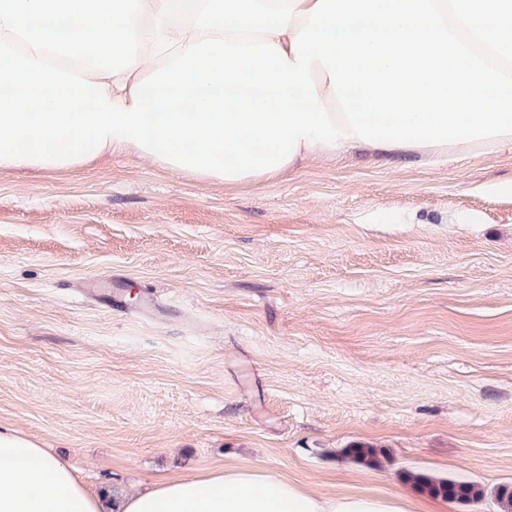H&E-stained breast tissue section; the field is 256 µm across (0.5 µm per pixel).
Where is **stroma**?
Instances as JSON below:
<instances>
[{
    "label": "stroma",
    "mask_w": 512,
    "mask_h": 512,
    "mask_svg": "<svg viewBox=\"0 0 512 512\" xmlns=\"http://www.w3.org/2000/svg\"><path fill=\"white\" fill-rule=\"evenodd\" d=\"M114 275L120 308L85 296ZM0 428L107 497L236 466L416 499L415 472L483 488L442 512H503L512 148L242 185L130 152L0 169Z\"/></svg>",
    "instance_id": "35a3bbf8"
}]
</instances>
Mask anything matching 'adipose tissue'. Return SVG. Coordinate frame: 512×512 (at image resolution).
Segmentation results:
<instances>
[{
	"instance_id": "1",
	"label": "adipose tissue",
	"mask_w": 512,
	"mask_h": 512,
	"mask_svg": "<svg viewBox=\"0 0 512 512\" xmlns=\"http://www.w3.org/2000/svg\"><path fill=\"white\" fill-rule=\"evenodd\" d=\"M143 33L136 64L114 77L84 70L82 77L106 84L116 106L133 105L131 88L165 62L170 51L199 43L194 20L184 29L166 25L160 9L165 0H139ZM398 495L344 493L323 496L262 469L227 467L202 471L190 479H171L151 490L126 496L119 512H409ZM90 494L64 460L13 431L0 430V512H100Z\"/></svg>"
}]
</instances>
